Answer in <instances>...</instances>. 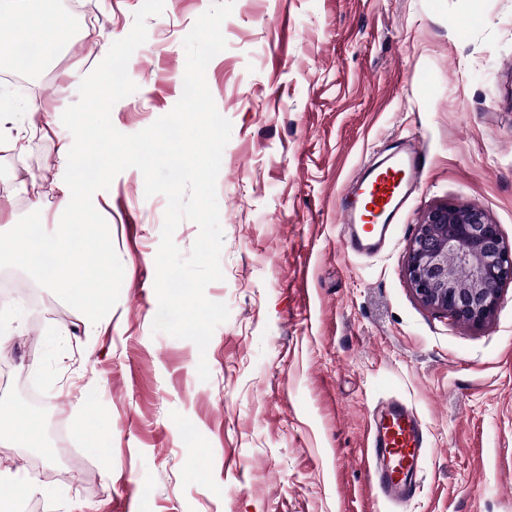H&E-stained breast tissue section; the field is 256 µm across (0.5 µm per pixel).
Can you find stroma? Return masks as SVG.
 <instances>
[{
    "instance_id": "1",
    "label": "stroma",
    "mask_w": 512,
    "mask_h": 512,
    "mask_svg": "<svg viewBox=\"0 0 512 512\" xmlns=\"http://www.w3.org/2000/svg\"><path fill=\"white\" fill-rule=\"evenodd\" d=\"M211 3L165 0L147 19L118 131L179 101L183 39ZM141 5L76 0L88 27L25 85L0 57V230L36 207L54 231L73 139L61 115ZM222 32L205 78L232 124L216 185L223 278L205 295L229 317L203 352L153 333L166 199L122 171L93 197L124 268L111 312L90 323L41 286L33 301L0 295V408L56 413L64 450L0 445V485L29 482L38 512H382L362 450L371 411L396 398L428 438L404 512H512V283L472 326L423 305L406 273L438 204L482 209L512 244V0H235ZM404 138L424 151L421 180L385 248L356 255L341 199ZM91 406L102 430L78 431Z\"/></svg>"
}]
</instances>
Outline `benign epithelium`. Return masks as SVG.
Wrapping results in <instances>:
<instances>
[{
	"label": "benign epithelium",
	"mask_w": 512,
	"mask_h": 512,
	"mask_svg": "<svg viewBox=\"0 0 512 512\" xmlns=\"http://www.w3.org/2000/svg\"><path fill=\"white\" fill-rule=\"evenodd\" d=\"M407 275L423 304L482 326L495 312L502 288L512 283V247L482 210L436 205L417 226Z\"/></svg>",
	"instance_id": "1"
}]
</instances>
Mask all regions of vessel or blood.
Segmentation results:
<instances>
[{"label": "vessel or blood", "mask_w": 512, "mask_h": 512, "mask_svg": "<svg viewBox=\"0 0 512 512\" xmlns=\"http://www.w3.org/2000/svg\"><path fill=\"white\" fill-rule=\"evenodd\" d=\"M423 168L420 145L408 140L363 172L340 207L349 249L368 255L384 245ZM425 446L413 407L398 399L377 406L367 436L365 469L378 500L395 504L415 495Z\"/></svg>", "instance_id": "b4317fda"}]
</instances>
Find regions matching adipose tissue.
<instances>
[{"instance_id":"1","label":"adipose tissue","mask_w":512,"mask_h":512,"mask_svg":"<svg viewBox=\"0 0 512 512\" xmlns=\"http://www.w3.org/2000/svg\"><path fill=\"white\" fill-rule=\"evenodd\" d=\"M28 16L29 24H13L4 29L0 28V49L19 44L40 46V56L29 64L30 70L36 71L56 51L64 35L63 23L52 6V0H28Z\"/></svg>"}]
</instances>
